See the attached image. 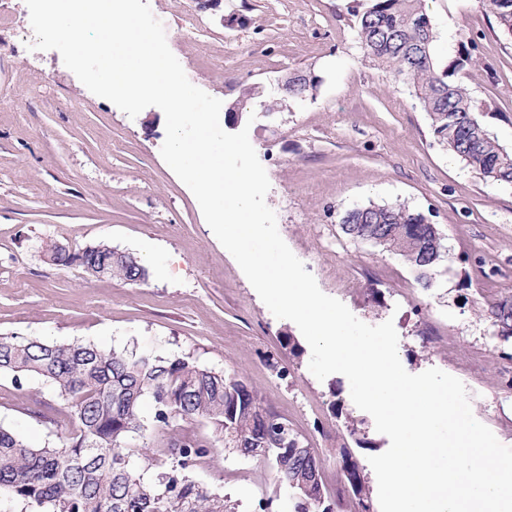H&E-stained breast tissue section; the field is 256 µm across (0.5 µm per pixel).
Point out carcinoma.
Here are the masks:
<instances>
[{"instance_id":"obj_1","label":"carcinoma","mask_w":512,"mask_h":512,"mask_svg":"<svg viewBox=\"0 0 512 512\" xmlns=\"http://www.w3.org/2000/svg\"><path fill=\"white\" fill-rule=\"evenodd\" d=\"M499 29L512 36V0H485ZM355 37L367 62L406 83L426 112L439 142L466 165L494 182L512 184V151L479 120L488 110L458 77L470 54L442 66L434 47L437 33L424 0H354L350 6ZM288 94L314 95L312 75L288 78ZM343 232L400 256L420 286L434 287L446 253L437 225L404 205L356 206L341 217ZM58 266L81 265L92 276L134 284L147 271L131 253H113L98 243L78 250L45 245ZM485 317L504 340L512 339V297L491 302ZM0 375L16 381L36 378L49 384L68 409L77 429L58 443L35 447L13 428L0 425V497L21 512H235L223 491L202 483L198 466L220 443L245 457L271 463L291 512H338L326 496L320 466L291 431L293 442L279 446L272 434L288 420L267 411L261 397L242 379L136 349H104L92 341L49 342L0 336ZM151 401L153 415H143ZM175 420L181 432L169 437L144 469L132 462L130 441L147 439ZM213 430L208 439L191 430L196 423ZM345 487L361 512H371L362 468L341 454Z\"/></svg>"}]
</instances>
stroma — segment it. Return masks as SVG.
<instances>
[{"label": "stroma", "mask_w": 512, "mask_h": 512, "mask_svg": "<svg viewBox=\"0 0 512 512\" xmlns=\"http://www.w3.org/2000/svg\"><path fill=\"white\" fill-rule=\"evenodd\" d=\"M189 81L227 110L255 120L250 141L265 168L278 231L323 293L361 321L393 320L405 370L440 369L462 381L477 420L512 446V340L496 337L482 310L512 297V186L484 179L433 134L406 85L373 69L352 29L351 0H148ZM0 20V334L47 341L133 346L237 374L270 412L288 419L319 459L328 495L345 479L342 449L359 460L377 494L370 457L390 441L353 403L348 379L317 380L311 349L292 321L275 318L206 223L190 189L161 156L165 116L155 106L129 118L91 93L55 50H29L18 28L25 0ZM450 60L468 40L475 66L462 75L490 109L479 116L512 151V37L483 0H425ZM321 79L314 97L266 113L280 81ZM261 98L243 101L246 89ZM403 204L436 224L448 246L434 288L423 289L396 255L352 241L342 214L358 205ZM107 242L149 256L144 282L90 276L45 261L55 242L80 249ZM432 328L433 340L422 331ZM292 337L295 349L282 343ZM362 423L372 445L348 436ZM0 424L37 446L75 428L40 381L0 376ZM200 479L254 512L260 496L288 512L265 461L214 448Z\"/></svg>", "instance_id": "35a3bbf8"}]
</instances>
